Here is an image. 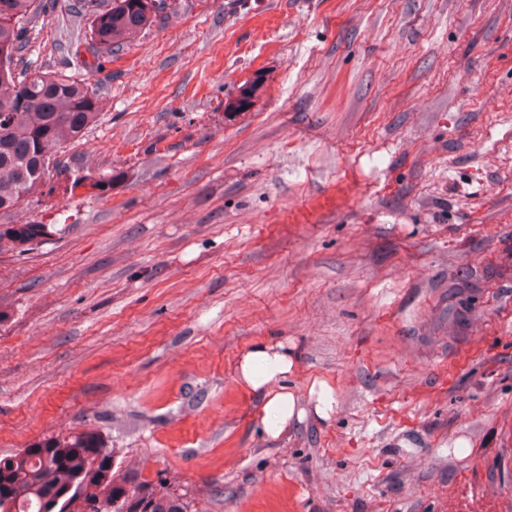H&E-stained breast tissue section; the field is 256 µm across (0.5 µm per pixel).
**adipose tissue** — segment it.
<instances>
[{"label": "adipose tissue", "instance_id": "adipose-tissue-1", "mask_svg": "<svg viewBox=\"0 0 512 512\" xmlns=\"http://www.w3.org/2000/svg\"><path fill=\"white\" fill-rule=\"evenodd\" d=\"M293 363L279 343H256L239 356L235 366L238 383L263 401L261 429L270 437H278L293 419L303 418L304 410L296 406V398L284 382Z\"/></svg>", "mask_w": 512, "mask_h": 512}]
</instances>
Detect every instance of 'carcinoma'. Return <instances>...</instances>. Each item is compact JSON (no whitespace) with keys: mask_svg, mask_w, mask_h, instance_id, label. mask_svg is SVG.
Returning a JSON list of instances; mask_svg holds the SVG:
<instances>
[{"mask_svg":"<svg viewBox=\"0 0 512 512\" xmlns=\"http://www.w3.org/2000/svg\"><path fill=\"white\" fill-rule=\"evenodd\" d=\"M56 0H0V202L18 207L45 195V175L55 153L82 139L97 122L102 100L89 83L60 71L21 60L32 24L49 14ZM166 0H111L110 8L93 12L88 31L76 37L67 52L88 74L112 62V54L162 20L155 3ZM91 192L112 190L113 178L86 174ZM49 235V225L0 224L19 251L37 237ZM33 455H0V512H61L55 498L71 490L67 512L103 504V512H190L187 493L142 478L127 469L112 471V479L94 471L103 441L88 431L64 439L33 444Z\"/></svg>","mask_w":512,"mask_h":512,"instance_id":"obj_1","label":"carcinoma"}]
</instances>
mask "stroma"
I'll use <instances>...</instances> for the list:
<instances>
[{
  "label": "stroma",
  "mask_w": 512,
  "mask_h": 512,
  "mask_svg": "<svg viewBox=\"0 0 512 512\" xmlns=\"http://www.w3.org/2000/svg\"><path fill=\"white\" fill-rule=\"evenodd\" d=\"M69 2L28 56L101 94L61 159L114 183L0 212L52 227L0 244V455L93 431L190 512H512V0H177L91 76ZM293 363L281 343H256L237 359L235 376L238 383L263 400L261 429L272 438L288 430L294 416L300 422L304 409L296 410V398L283 384Z\"/></svg>",
  "instance_id": "stroma-1"
}]
</instances>
